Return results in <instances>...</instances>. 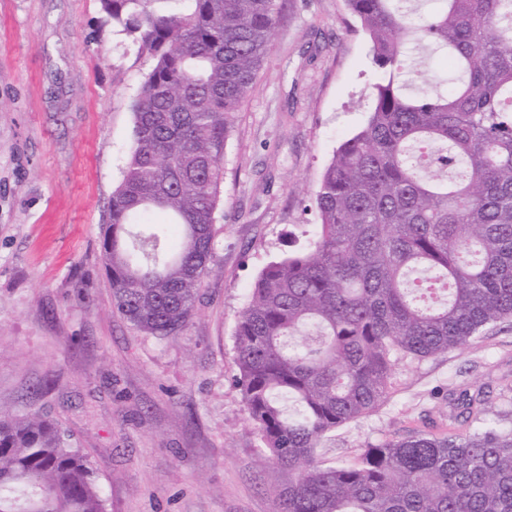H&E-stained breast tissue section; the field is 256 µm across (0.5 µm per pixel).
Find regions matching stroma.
Masks as SVG:
<instances>
[{"instance_id":"stroma-1","label":"stroma","mask_w":512,"mask_h":512,"mask_svg":"<svg viewBox=\"0 0 512 512\" xmlns=\"http://www.w3.org/2000/svg\"><path fill=\"white\" fill-rule=\"evenodd\" d=\"M151 65L100 0H0V409L59 420L112 512H276L271 491L291 475L261 461L234 332L260 271L307 245L321 173L368 118V38L345 0H287L227 142L211 271L191 321L163 340L113 310L102 251ZM393 382L318 461L447 432L463 392L512 413V319L399 364Z\"/></svg>"}]
</instances>
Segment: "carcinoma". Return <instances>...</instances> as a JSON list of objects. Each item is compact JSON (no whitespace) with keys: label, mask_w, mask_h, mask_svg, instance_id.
I'll return each instance as SVG.
<instances>
[{"label":"carcinoma","mask_w":512,"mask_h":512,"mask_svg":"<svg viewBox=\"0 0 512 512\" xmlns=\"http://www.w3.org/2000/svg\"><path fill=\"white\" fill-rule=\"evenodd\" d=\"M101 0L153 65L102 248L112 306L139 331L181 332L215 250L224 153L282 0ZM346 0L377 79L364 127L315 194L307 247L269 262L235 329V383L263 460L294 474L277 512H512V428L457 399V426L325 466L315 448L374 411L403 361L462 350L512 318V0ZM429 47L448 80L411 49ZM0 512H109L53 419L0 412Z\"/></svg>","instance_id":"obj_1"}]
</instances>
